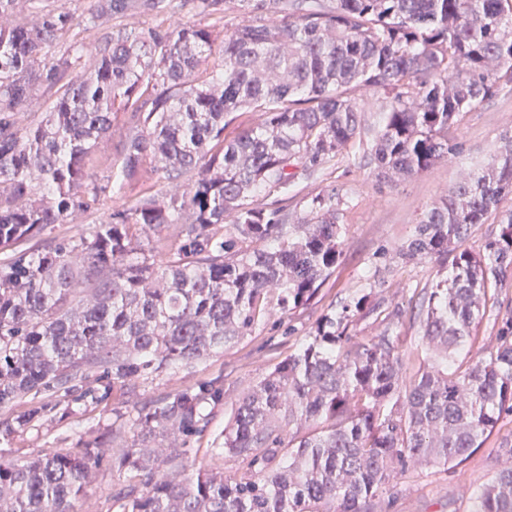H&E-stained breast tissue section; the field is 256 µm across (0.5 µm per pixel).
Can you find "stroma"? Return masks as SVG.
<instances>
[{
  "label": "stroma",
  "instance_id": "1",
  "mask_svg": "<svg viewBox=\"0 0 512 512\" xmlns=\"http://www.w3.org/2000/svg\"><path fill=\"white\" fill-rule=\"evenodd\" d=\"M382 101V94H374L362 113L359 134L317 177L299 179L293 188L289 211L297 216L304 215L316 194L332 189L339 198L343 255L315 299L262 319L249 336L216 354L141 381L135 393H114L94 406L66 397V410L45 413L13 440H0V459L20 463L70 451L76 439L94 442L111 434L113 407L132 414L144 402L173 389L220 378L228 402L214 409L209 429L191 439L187 471L194 474L219 467L225 474H235L243 467L242 459L220 461L214 455L231 417V399L300 349L324 315L364 294L369 295L370 304L350 325L351 335L362 341L384 332L402 336L406 368L416 370L424 351L422 299L436 280L440 264L433 259L402 260L399 250L413 235L422 213L446 199L465 176L486 164L512 137V88L504 87L449 127V138L459 145L458 155L418 175L380 181L371 174L367 148L382 120ZM510 442L512 416H507L463 465L448 470L409 467L381 496L375 512H469L471 487L507 464L503 449Z\"/></svg>",
  "mask_w": 512,
  "mask_h": 512
}]
</instances>
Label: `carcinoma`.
I'll use <instances>...</instances> for the list:
<instances>
[{
    "mask_svg": "<svg viewBox=\"0 0 512 512\" xmlns=\"http://www.w3.org/2000/svg\"><path fill=\"white\" fill-rule=\"evenodd\" d=\"M171 0H92V20L164 16ZM192 15L245 18L221 41L190 20L110 25L88 48L60 44L70 12L0 0V248L99 210L151 159L172 194L138 196L87 236L13 253L0 264V408L29 394L78 392L98 404L137 379L203 359L250 335L272 309L309 302L342 256L332 189L287 229L288 193L336 158L384 95L370 148L378 178L410 177L455 154L448 126L512 83V0H182ZM219 55V71L202 79ZM55 99L38 121L31 101ZM261 122L224 138L227 117ZM125 114L120 166L93 157ZM512 191V140L422 214L403 259L437 258L446 275L424 298L427 357L406 373L400 337L352 340L365 297L324 316L310 340L232 402L222 457L246 469L189 475L187 439L224 404L219 379L165 393L133 419L112 409V471L135 482L120 512H373L411 465L455 468L512 415V309L496 346L474 348L491 290L512 288V210L482 250L474 226ZM263 203L254 201L256 197ZM229 225L220 235L217 228ZM173 234L147 247L163 228ZM161 251L158 262L153 253ZM49 403L0 419L17 435ZM133 430L131 441L125 428ZM95 443L0 462V512H77ZM470 512H512V465L469 494Z\"/></svg>",
    "mask_w": 512,
    "mask_h": 512,
    "instance_id": "obj_1",
    "label": "carcinoma"
}]
</instances>
